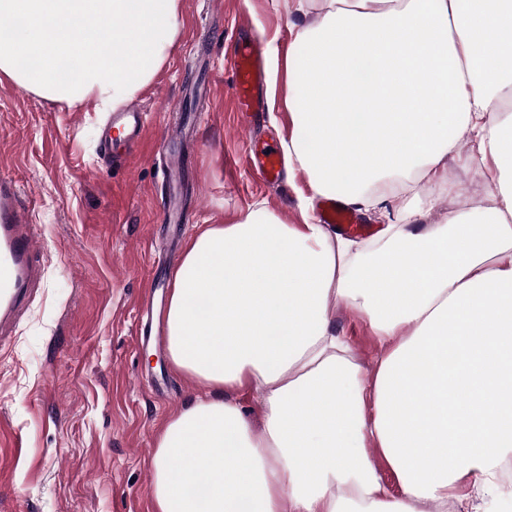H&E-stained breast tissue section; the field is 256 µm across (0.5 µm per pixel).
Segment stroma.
I'll list each match as a JSON object with an SVG mask.
<instances>
[{"mask_svg": "<svg viewBox=\"0 0 512 512\" xmlns=\"http://www.w3.org/2000/svg\"><path fill=\"white\" fill-rule=\"evenodd\" d=\"M183 29L155 78L133 98L147 114L144 144L123 163L101 154L106 113L35 94L0 74V175L34 193L44 240L41 278L12 344L0 350V512H150L152 460L167 421L200 395L174 371L165 345L138 347L140 306L155 253L181 261L207 224H233L264 206L302 223L310 190L298 172L265 184L245 161L250 141L281 144L292 125L284 60L307 24L292 0H181ZM265 44L266 111L249 127L228 92V45L242 20ZM187 135L158 149L168 124ZM462 140L448 186L392 197L389 213L412 227L485 207L497 193ZM180 161L177 187L167 162ZM175 220H161L167 203ZM336 330L364 370L379 347L364 316L337 303ZM169 374L156 391L154 378ZM26 450L13 455L11 435Z\"/></svg>", "mask_w": 512, "mask_h": 512, "instance_id": "1", "label": "stroma"}]
</instances>
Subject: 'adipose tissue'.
I'll return each instance as SVG.
<instances>
[{
    "instance_id": "1",
    "label": "adipose tissue",
    "mask_w": 512,
    "mask_h": 512,
    "mask_svg": "<svg viewBox=\"0 0 512 512\" xmlns=\"http://www.w3.org/2000/svg\"><path fill=\"white\" fill-rule=\"evenodd\" d=\"M282 147L314 195L380 208L446 185L464 135L512 168V0H297ZM0 74L104 111L160 71L180 0H0ZM362 313L374 372L336 333ZM169 359L206 394L157 438L153 512H474L512 454V185L494 207L362 246L266 208L189 241ZM261 400L253 426L228 392ZM392 473L397 490L384 475Z\"/></svg>"
}]
</instances>
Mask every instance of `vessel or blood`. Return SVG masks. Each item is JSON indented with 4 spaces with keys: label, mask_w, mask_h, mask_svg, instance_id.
Listing matches in <instances>:
<instances>
[{
    "label": "vessel or blood",
    "mask_w": 512,
    "mask_h": 512,
    "mask_svg": "<svg viewBox=\"0 0 512 512\" xmlns=\"http://www.w3.org/2000/svg\"><path fill=\"white\" fill-rule=\"evenodd\" d=\"M233 80L231 96L248 124H255L263 113L266 86L263 51L254 39L239 35L230 55ZM112 133L106 142L122 148L125 154L136 151L145 136V114L136 105H127L113 113ZM247 163L265 183L281 180L283 158L268 144L250 143ZM320 220L325 224L345 228L354 217L340 201L324 200ZM40 249L36 225L32 224L29 206L20 202V191L15 181L0 177V348L13 337V330L25 314L37 288L39 269L35 256Z\"/></svg>",
    "instance_id": "vessel-or-blood-1"
}]
</instances>
